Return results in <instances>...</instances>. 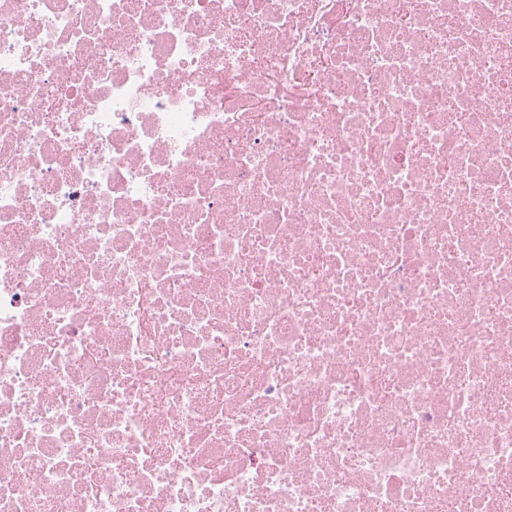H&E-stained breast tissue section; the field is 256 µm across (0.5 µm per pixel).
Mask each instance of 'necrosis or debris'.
<instances>
[{
  "label": "necrosis or debris",
  "mask_w": 512,
  "mask_h": 512,
  "mask_svg": "<svg viewBox=\"0 0 512 512\" xmlns=\"http://www.w3.org/2000/svg\"><path fill=\"white\" fill-rule=\"evenodd\" d=\"M0 512H512V0H0Z\"/></svg>",
  "instance_id": "4bbe7bcc"
}]
</instances>
